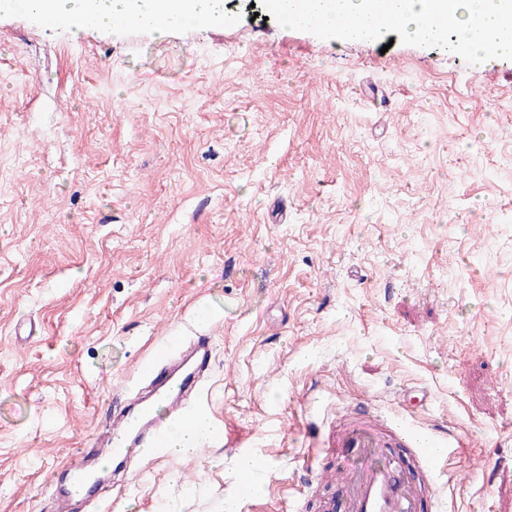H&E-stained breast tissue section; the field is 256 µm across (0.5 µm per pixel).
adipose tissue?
<instances>
[{
	"label": "adipose tissue",
	"mask_w": 512,
	"mask_h": 512,
	"mask_svg": "<svg viewBox=\"0 0 512 512\" xmlns=\"http://www.w3.org/2000/svg\"><path fill=\"white\" fill-rule=\"evenodd\" d=\"M37 17L65 16L81 31L88 24L107 30L115 15H126L140 27L163 34L196 19L223 20L224 0H34ZM299 12L318 16L328 32L343 34L342 22L353 17L381 20L430 41L455 34L457 47L474 65L492 55H512V0H280L279 14Z\"/></svg>",
	"instance_id": "adipose-tissue-1"
}]
</instances>
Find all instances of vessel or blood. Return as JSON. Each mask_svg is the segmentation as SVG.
<instances>
[{"mask_svg":"<svg viewBox=\"0 0 512 512\" xmlns=\"http://www.w3.org/2000/svg\"><path fill=\"white\" fill-rule=\"evenodd\" d=\"M209 342V337H197L195 349L172 368L169 359L182 342L170 338L140 367L157 403L178 422L195 417L187 399L209 363ZM105 445L140 454L166 447V432L149 412H124L114 416ZM334 445L343 457L335 475L344 512H445L440 479L449 452L456 449L447 431L417 428L403 412L365 403L340 422Z\"/></svg>","mask_w":512,"mask_h":512,"instance_id":"vessel-or-blood-1","label":"vessel or blood"}]
</instances>
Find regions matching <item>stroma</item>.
<instances>
[{"instance_id": "1", "label": "stroma", "mask_w": 512, "mask_h": 512, "mask_svg": "<svg viewBox=\"0 0 512 512\" xmlns=\"http://www.w3.org/2000/svg\"><path fill=\"white\" fill-rule=\"evenodd\" d=\"M512 56L344 40L265 0L165 35L0 10V512H58L169 336L211 338L198 455L69 512H322L349 404L459 447L446 512H512Z\"/></svg>"}]
</instances>
